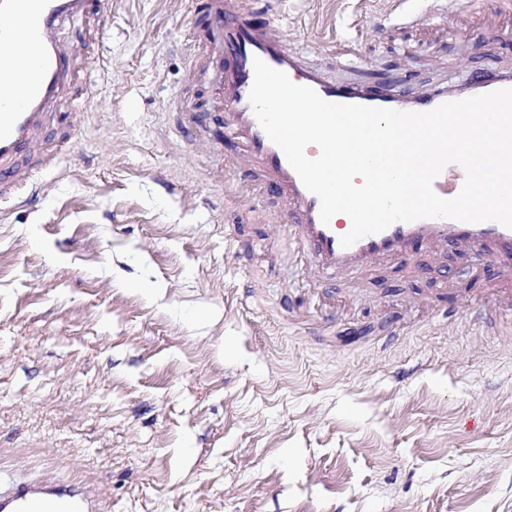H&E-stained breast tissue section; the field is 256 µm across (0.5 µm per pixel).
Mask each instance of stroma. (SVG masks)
<instances>
[{
    "label": "stroma",
    "instance_id": "obj_1",
    "mask_svg": "<svg viewBox=\"0 0 512 512\" xmlns=\"http://www.w3.org/2000/svg\"><path fill=\"white\" fill-rule=\"evenodd\" d=\"M265 18L338 80L512 61V15L448 0H272ZM196 29L190 0H112L61 105L69 138L44 133L57 165L0 202V491L81 482L105 512H512V330L480 300L496 266L464 250L315 272L236 144L203 145Z\"/></svg>",
    "mask_w": 512,
    "mask_h": 512
}]
</instances>
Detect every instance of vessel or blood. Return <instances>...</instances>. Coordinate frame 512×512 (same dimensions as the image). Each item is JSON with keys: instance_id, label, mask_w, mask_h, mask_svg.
Masks as SVG:
<instances>
[{"instance_id": "obj_1", "label": "vessel or blood", "mask_w": 512, "mask_h": 512, "mask_svg": "<svg viewBox=\"0 0 512 512\" xmlns=\"http://www.w3.org/2000/svg\"><path fill=\"white\" fill-rule=\"evenodd\" d=\"M105 3L0 0V76L10 77L17 86L12 98H0V200H16L31 178L49 165L42 150V132L52 109L63 99L73 69L71 53L59 39L60 23L97 14ZM194 11L199 20L198 37L218 58L211 87L222 111L215 122L214 138L237 143V169L260 174L265 186L284 201L293 236L316 268L351 279L372 270L386 257L407 265L423 247L457 244L489 260H512V228L495 221L473 224L432 218L397 222L342 247L340 238L348 232V225L322 223L318 197L304 187L284 153L270 141L249 101L257 58L285 72L294 83L311 87L326 101L406 112H428L446 102L512 89V67L473 77L452 89L439 85L384 90L366 83H336L304 68L288 53L275 22L249 21L244 0H194ZM464 178L463 169L451 164L436 178L433 188L440 197L450 199L460 192ZM0 512H98L97 496L93 489L76 484H19L0 495Z\"/></svg>"}]
</instances>
